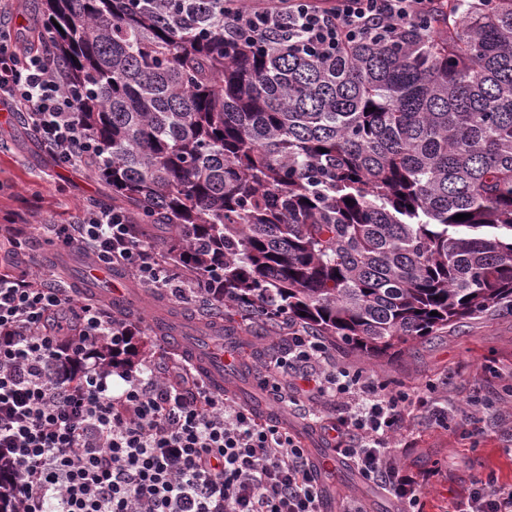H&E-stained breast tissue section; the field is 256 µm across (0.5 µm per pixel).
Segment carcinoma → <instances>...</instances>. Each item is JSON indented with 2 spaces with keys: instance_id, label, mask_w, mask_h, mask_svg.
Segmentation results:
<instances>
[{
  "instance_id": "carcinoma-1",
  "label": "carcinoma",
  "mask_w": 512,
  "mask_h": 512,
  "mask_svg": "<svg viewBox=\"0 0 512 512\" xmlns=\"http://www.w3.org/2000/svg\"><path fill=\"white\" fill-rule=\"evenodd\" d=\"M40 12L90 172L216 302L377 358L512 316V0L330 58L225 36L224 0Z\"/></svg>"
}]
</instances>
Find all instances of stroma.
I'll use <instances>...</instances> for the list:
<instances>
[{"mask_svg":"<svg viewBox=\"0 0 512 512\" xmlns=\"http://www.w3.org/2000/svg\"><path fill=\"white\" fill-rule=\"evenodd\" d=\"M108 195L89 172L57 167L17 113L0 120L1 255L11 251L14 242H24L27 260L41 270L60 273L65 284L80 287L79 270L66 260L63 251L40 237L38 227L69 223L89 198ZM122 286L134 296L122 315L140 322L143 328L136 363L152 359L159 349L163 334L158 324L181 319L197 335L219 325L234 332L237 359L225 368L237 384V402L257 411L275 406L264 372L268 357L288 346L282 333L263 332L261 324L249 318H226L223 307L212 301L183 303L128 278ZM335 352L390 391L413 395L433 388L450 391L463 401L495 402L504 384L512 382V316L472 320L449 328L439 338L415 341L409 352L391 358L370 360L341 346ZM472 431L469 425L439 427L416 413L397 434L394 451L402 467L426 479L423 512H452L474 478L484 480L492 475L499 482L512 484V439L491 428L481 437L473 436ZM323 486L329 503L348 494L365 502L369 512H399L401 507L345 464L336 467Z\"/></svg>","mask_w":512,"mask_h":512,"instance_id":"1","label":"stroma"}]
</instances>
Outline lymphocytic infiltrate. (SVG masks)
<instances>
[{"mask_svg":"<svg viewBox=\"0 0 512 512\" xmlns=\"http://www.w3.org/2000/svg\"><path fill=\"white\" fill-rule=\"evenodd\" d=\"M435 5L224 0V25L332 57L363 38H393ZM63 87L47 50L0 27V105L21 114L55 163L83 170L96 145ZM44 232L176 299L213 298L206 282H179L162 250L135 240L122 209H88ZM140 331L17 257L0 261V512H322L314 461L280 421L211 391L187 357L161 352L136 367L98 355L102 344L125 352ZM284 334L287 351L267 366L280 402L319 406L310 424L334 453L419 506L423 488L392 449L409 394L385 391L298 325ZM458 512H512V484L475 481Z\"/></svg>","mask_w":512,"mask_h":512,"instance_id":"lymphocytic-infiltrate-1","label":"lymphocytic infiltrate"}]
</instances>
